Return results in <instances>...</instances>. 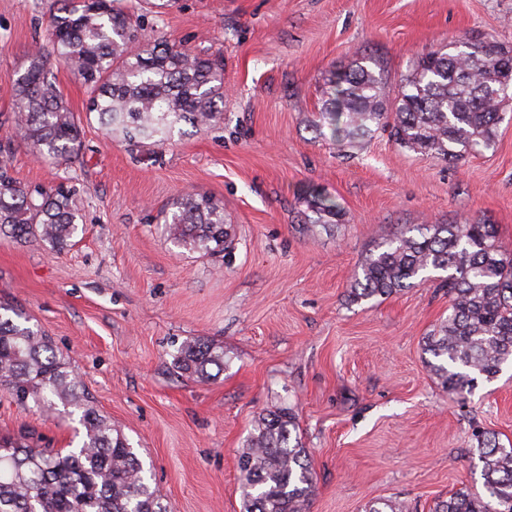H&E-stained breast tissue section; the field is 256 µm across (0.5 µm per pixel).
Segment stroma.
I'll use <instances>...</instances> for the list:
<instances>
[{
    "instance_id": "35a3bbf8",
    "label": "stroma",
    "mask_w": 512,
    "mask_h": 512,
    "mask_svg": "<svg viewBox=\"0 0 512 512\" xmlns=\"http://www.w3.org/2000/svg\"><path fill=\"white\" fill-rule=\"evenodd\" d=\"M50 0H0V159L25 185L76 188L82 230L61 253L0 239V314L21 311L76 369L171 512H241L238 456L255 417L290 408L315 472L309 512L387 500L429 512L482 491L477 430L512 441V364L465 397L428 371L425 339L448 314L437 283L352 304L353 273L385 236L417 224L496 225L512 249V111L492 149L451 164L383 132L338 151L320 133L326 82L376 60L399 90L417 59L455 42L512 48V0H178L160 29L224 59V114L179 124L163 146L81 125L83 163L38 159L12 132L14 88L43 39ZM342 208L311 223L306 186ZM184 192L224 204L231 255L168 239ZM224 347L202 382L173 355ZM78 420L0 395V435L74 448Z\"/></svg>"
}]
</instances>
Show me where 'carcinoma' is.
<instances>
[{
  "label": "carcinoma",
  "instance_id": "carcinoma-1",
  "mask_svg": "<svg viewBox=\"0 0 512 512\" xmlns=\"http://www.w3.org/2000/svg\"><path fill=\"white\" fill-rule=\"evenodd\" d=\"M169 2L53 0L50 48L31 51L17 82L15 136L45 161L82 158L79 118L49 79L55 65L83 80L87 112L108 134L163 144L182 122L212 127L224 112V61L160 35ZM369 62L361 58L329 79L322 118L344 148L380 130L405 150L456 164L492 146L512 104V50L493 40L428 51L393 99ZM305 193L319 220L341 217L335 199L313 185ZM172 207L165 224L174 242L206 253L231 247L223 205L192 193ZM79 219L73 188L24 186L0 161V235L59 253L73 245ZM430 271L446 273L448 316L426 338L428 367L446 392L461 396L512 362V250L494 225L420 224L389 235L354 273L348 299L389 297L428 280ZM212 365L224 370V347L198 338L183 341L174 358V367L198 379ZM0 391L37 411L60 405L85 428L81 445L68 451L1 438L0 512H169L126 437L90 405L69 363L20 313L0 316ZM297 428L289 409L254 421L238 458L244 512H307L314 472L293 436ZM476 440L485 494L459 490L430 512H512V443L488 432Z\"/></svg>",
  "mask_w": 512,
  "mask_h": 512
}]
</instances>
